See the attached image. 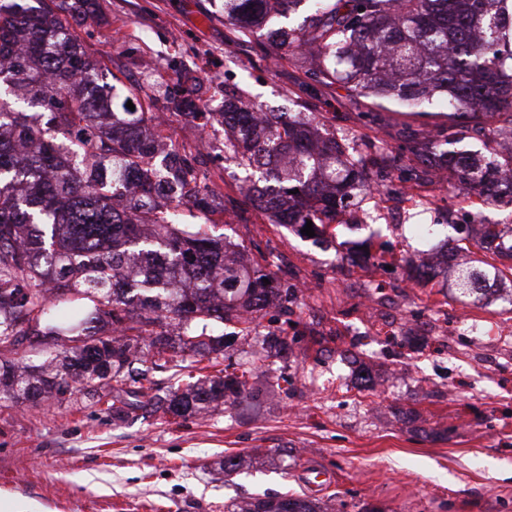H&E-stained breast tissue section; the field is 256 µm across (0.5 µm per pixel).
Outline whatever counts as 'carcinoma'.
I'll return each mask as SVG.
<instances>
[{"label": "carcinoma", "instance_id": "1", "mask_svg": "<svg viewBox=\"0 0 512 512\" xmlns=\"http://www.w3.org/2000/svg\"><path fill=\"white\" fill-rule=\"evenodd\" d=\"M304 1L310 15L271 34L273 53L317 56L312 82L373 104L442 106L450 149L432 152L425 132L412 154L467 190L512 203V185L499 181L512 149L492 147L503 130L512 135V0H224V24L245 39ZM87 21L105 22L100 0H0V401L42 396L62 405L84 391L100 403L113 388L110 409L120 418L147 405L176 418L234 404L250 394L247 370L221 369L163 396L142 385L139 365L165 368L177 353L217 367L224 327L246 338L267 301L282 313L293 302L264 284L261 266L226 260L228 241L208 219L215 191L197 182L199 155L173 149L155 160L159 101L203 130H223L236 166L274 183L282 207L268 213L272 224L301 230L310 220L324 234L336 223V200L377 189L370 169L406 166L319 135L302 112L265 111L240 89L224 91V111L201 109L186 71L155 94L120 93L73 38V26ZM34 105L42 111H29ZM457 118L475 122L482 151L453 148ZM475 245L485 259L458 270L455 288L512 304V225H483ZM172 323L174 336L163 329ZM25 343L39 349V362L18 356ZM234 512L322 510L284 493Z\"/></svg>", "mask_w": 512, "mask_h": 512}]
</instances>
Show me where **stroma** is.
Segmentation results:
<instances>
[{
  "mask_svg": "<svg viewBox=\"0 0 512 512\" xmlns=\"http://www.w3.org/2000/svg\"><path fill=\"white\" fill-rule=\"evenodd\" d=\"M109 22L76 27L102 57L117 88L151 91L188 69L210 107L245 89L268 108L303 102L337 137L408 155L414 138L448 124L447 113L371 105L340 86L306 89V56L263 55L257 41L224 25V0H101ZM154 68H145V60ZM172 147L205 159L201 185L223 183L225 198L259 189L258 179L219 150L223 135H198L172 111L157 113ZM378 213L364 224L342 215L330 235L305 237L247 206L219 224L240 258L268 266L289 289L292 310L256 314L249 342L232 341L224 364L254 365V398L207 414L166 420L152 412L124 422L107 403L62 406L22 399L0 404V512H224L243 498L289 493L323 512H512V306L459 299L442 279L406 288L403 259L422 243L387 223L384 209L411 207L427 185L398 171L383 178ZM429 212L444 244L451 223L511 224L512 205L438 185ZM371 250H364V243ZM286 264H273V256ZM310 283L308 293L299 286ZM429 331L404 333L409 319ZM479 331L460 330L459 320ZM286 339L280 356L261 354L269 335ZM368 374L370 383L354 379ZM241 454V473L220 464Z\"/></svg>",
  "mask_w": 512,
  "mask_h": 512,
  "instance_id": "obj_1",
  "label": "stroma"
}]
</instances>
